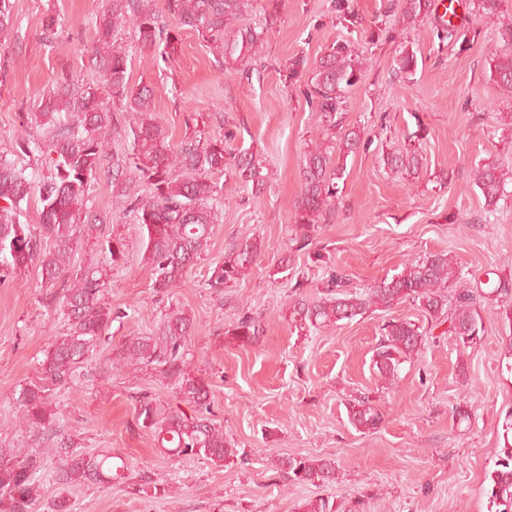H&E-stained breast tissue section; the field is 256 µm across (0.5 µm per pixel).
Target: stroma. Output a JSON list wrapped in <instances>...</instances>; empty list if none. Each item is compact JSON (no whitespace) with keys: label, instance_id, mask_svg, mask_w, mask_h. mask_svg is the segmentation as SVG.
Returning a JSON list of instances; mask_svg holds the SVG:
<instances>
[{"label":"stroma","instance_id":"stroma-1","mask_svg":"<svg viewBox=\"0 0 512 512\" xmlns=\"http://www.w3.org/2000/svg\"><path fill=\"white\" fill-rule=\"evenodd\" d=\"M12 3L14 26L0 47V149L18 138L37 92L63 77L77 85L96 80L88 59L95 21L107 7V0ZM454 8L465 37L448 42L436 36L439 5L413 29L395 0H254L240 23L262 31L265 43L248 79L192 31H184L169 65L135 50L130 32L119 35L129 51L130 82L153 88L155 115L172 141H181L195 114L214 134L235 125L238 144L265 156L272 176L253 194L239 192L232 176H218L224 221L208 256L185 286L163 294L140 264L137 225L130 218L121 224L129 254L113 270L104 300L126 316L113 321L77 380L57 395L60 429L76 451L107 448L126 459L125 480L111 487L60 484L53 437L16 422L14 394L36 378L65 321L44 307L36 268L0 286V447L23 448L43 461L32 512H54L61 497L71 512H300L305 500L319 497L350 512H488L486 476L512 410V330L494 302L484 307L485 334L477 344L456 349L435 327L422 355L405 363L390 386L372 368L373 349L390 319L426 325L418 304L400 303L318 333H299L285 317L295 283L315 298L337 269L348 274L349 290L361 293L428 253H448L476 288L492 272L512 278V184L491 209L473 183L478 165L495 161L512 169V87L494 82L489 70L492 55L512 53V0H499L489 17L480 16L476 0H455ZM49 15L58 20L50 41L43 32ZM341 41L366 61L361 80L344 93L343 126L364 129L371 145L348 157L334 204L304 234L292 212L301 157L325 128L306 96L310 72L294 83L285 74L293 60L314 63ZM406 46L418 59L408 78L394 71ZM410 144L425 159L420 176L388 174L382 153ZM252 237L263 244L257 267L223 297L211 295L202 286L210 262L230 243ZM315 252L323 263L309 261ZM170 308L194 318L186 353L213 386V412L238 447L235 460L168 458L134 423L139 392L171 404L175 391L148 373L113 370L112 359L126 337L150 333ZM243 314L263 326L246 347L224 335ZM357 394L383 413L378 429L365 433L349 424L345 402ZM461 403L464 420L456 411ZM288 454L335 459L338 483H289L274 467ZM145 475L179 488L178 497L140 491Z\"/></svg>","mask_w":512,"mask_h":512}]
</instances>
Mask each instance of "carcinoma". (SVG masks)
I'll use <instances>...</instances> for the list:
<instances>
[{
    "label": "carcinoma",
    "mask_w": 512,
    "mask_h": 512,
    "mask_svg": "<svg viewBox=\"0 0 512 512\" xmlns=\"http://www.w3.org/2000/svg\"><path fill=\"white\" fill-rule=\"evenodd\" d=\"M252 0H165L171 24L162 25L155 0H109L99 20L92 64L100 80L75 88L69 80L41 95L38 111L22 117L23 133L12 148L0 152V285L9 283L23 269L37 268L41 287L59 303L66 330L54 337L40 362L38 380L17 391L15 405L20 423L41 428L56 437L59 481L64 485L108 484L124 478L126 462L110 450L83 454L58 430L55 393L68 385L89 353L106 336L112 322L126 317L103 301L112 270L125 263L126 238L119 230L105 235L102 225L87 220L88 194L100 173L112 178V196L118 218L132 217L140 236L141 265L156 291L186 283L188 272L209 253L214 226L223 223L221 187L212 175L232 173L244 190L259 191L270 180L266 160L258 152L231 148L237 132L233 125L224 134L205 137L195 129L173 144L154 115L153 90L130 85L128 54L117 44V34L129 26L140 52L156 48L162 61L178 55L181 33H198L224 61L250 73L249 60L263 47L262 33L240 27L233 35L226 28L249 12ZM431 0H401V16L417 25L431 11ZM13 27L11 0H0V46ZM399 73L411 75L417 56L407 49L396 60ZM364 69L363 57L347 44H334L315 62L307 97L319 109L327 129L336 128V114L343 92L354 86ZM493 79L512 86V54L495 59ZM46 130L36 135L31 127ZM117 134L128 141V151L112 156L109 140ZM367 147L364 131L351 128L332 140L304 151L300 192L293 203L294 221L305 229L318 222L336 198V180L346 171L348 157ZM36 156L40 168L26 173L15 157ZM384 169L401 176L418 174L424 166L417 150H394L381 156ZM512 173L495 164L476 167L473 181L486 205L497 206L505 196ZM148 188L145 195L136 185ZM37 202L39 220H21L28 204ZM97 249L105 260L84 269L71 267L78 247ZM262 241L250 238L233 243L224 257L211 263L204 286L214 295L238 283L260 260ZM495 296L499 315L512 325V279L498 278L489 292L469 287L454 260L444 252L432 253L404 264L401 271L384 278L363 293L346 291L345 277L329 274L323 296L310 300L298 296L287 307L288 321L299 332L352 321L370 310H384L398 303H418L426 319L438 326L448 323L444 335L457 348L466 349L485 333L482 306ZM194 331L193 317L180 309L164 315L147 335L128 336L112 360L115 369L135 366L154 372L174 384L176 398L194 407L195 414L164 405L147 394L137 397L134 421L150 434L158 447L177 457H204L224 461L238 455L236 444L224 435V426L213 418L211 384L197 375L185 353ZM262 332L258 319L236 318L225 335L241 346L254 343ZM430 331L409 319L382 325L381 338L372 356L373 370L387 383L398 379L401 365L422 353ZM350 424L375 430L383 414L365 395L347 403ZM503 444L495 468L488 475L486 494L495 512H512V412L502 423ZM275 467L293 484L333 483L339 467L330 458L281 456ZM39 457L16 448H0V508L3 512H28L36 487ZM304 512H343L342 505L325 498L312 499Z\"/></svg>",
    "instance_id": "carcinoma-1"
}]
</instances>
